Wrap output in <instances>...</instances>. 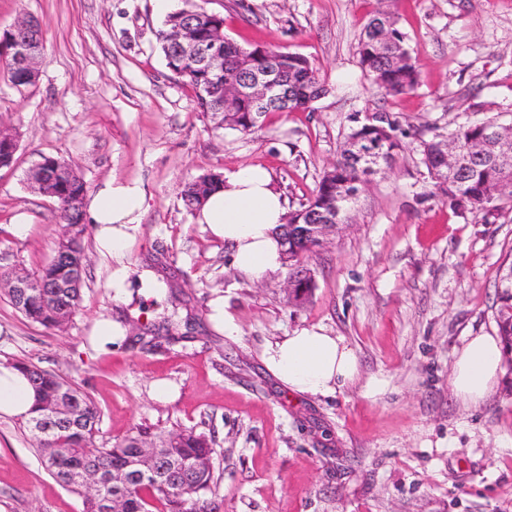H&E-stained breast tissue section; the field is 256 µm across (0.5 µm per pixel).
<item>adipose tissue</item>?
Here are the masks:
<instances>
[{"label": "adipose tissue", "instance_id": "ef3b65f1", "mask_svg": "<svg viewBox=\"0 0 512 512\" xmlns=\"http://www.w3.org/2000/svg\"><path fill=\"white\" fill-rule=\"evenodd\" d=\"M147 207V196L139 185L113 180L105 182L84 205L97 251L116 264L110 286L118 301L128 294L133 274L127 262L129 246ZM195 219L231 248L233 265L240 272L260 280L280 269L279 227L286 222V210L267 170L248 166L228 174L223 188L211 193L196 210ZM502 359L500 336L469 337L456 353L450 378L453 392L465 403L482 402L497 382ZM265 360L288 388L312 395L336 390L358 371L356 355L343 338L320 328L297 330L269 345ZM33 406L25 373L0 364V415L24 420Z\"/></svg>", "mask_w": 512, "mask_h": 512}]
</instances>
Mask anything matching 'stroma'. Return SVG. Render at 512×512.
<instances>
[{
  "label": "stroma",
  "mask_w": 512,
  "mask_h": 512,
  "mask_svg": "<svg viewBox=\"0 0 512 512\" xmlns=\"http://www.w3.org/2000/svg\"><path fill=\"white\" fill-rule=\"evenodd\" d=\"M224 19L241 46L306 56L326 92L309 111L263 114L250 135L215 129L166 66L155 0H0V31L38 20L44 64L33 84L0 77V126L18 140L0 168V271L36 273L55 251L54 200L25 173L40 156L71 164L88 190L134 182L150 207L130 250L161 288L112 300V263L86 238L81 302L59 329L26 320L0 295V363L31 362L76 383L101 415L98 442L132 427L192 428L213 439L216 512H512V372L479 405L449 379L467 337L497 331L512 214L458 217L420 162V140L489 119L512 124V0H389L419 73L391 98L357 45L376 0H188ZM383 111L403 132L393 163L367 181L349 222L307 261L316 288L288 301L287 270L255 281L196 224L182 200L204 173L268 169L288 210L340 157L355 119ZM32 230L9 232L16 214ZM192 315L204 331L146 350L141 322ZM124 335L99 350L96 320ZM342 337L356 378L328 394L276 379L266 347L302 328ZM165 385L173 397L159 400ZM0 512H82L17 419L0 416Z\"/></svg>",
  "instance_id": "stroma-1"
}]
</instances>
